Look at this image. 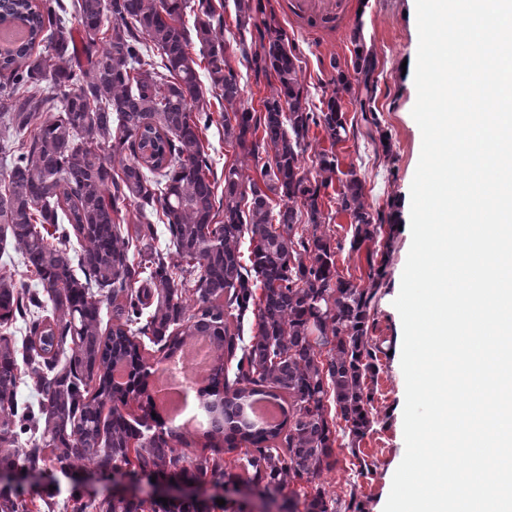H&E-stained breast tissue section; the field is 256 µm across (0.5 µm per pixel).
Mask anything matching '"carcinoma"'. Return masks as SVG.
Instances as JSON below:
<instances>
[{
	"label": "carcinoma",
	"instance_id": "1",
	"mask_svg": "<svg viewBox=\"0 0 512 512\" xmlns=\"http://www.w3.org/2000/svg\"><path fill=\"white\" fill-rule=\"evenodd\" d=\"M233 5L231 46L219 38L223 19L211 0H197L193 35L183 23L188 0H73L72 21L60 0H0V25L28 31L0 51V241L14 244L33 281L0 273V327L20 321L24 331L0 333V468L83 462L103 474L130 464L152 473L190 463L222 479L224 458L212 443L220 437L227 452L250 445L255 482L277 490L286 474L302 480L330 468L328 390L354 438L370 431L374 398L365 379L377 374L378 347L368 322L379 284L343 279L323 231L330 215L319 198L337 155L318 154L321 180L301 174L310 126L323 127L333 146L346 141L342 101L356 90L336 63L335 96L327 110L312 111L296 45L266 19L261 0ZM193 37L224 101V143L239 149L224 174L221 224L200 137L212 114L189 52ZM235 60L267 81L258 119L241 106ZM270 151L263 185H243V167ZM346 176L336 212L350 215L357 248L380 234L384 217L369 210L356 172ZM272 194L287 199L275 214ZM129 204L131 228L120 224ZM155 217L179 262L154 245ZM244 232L252 245L246 264ZM196 336L211 343L206 380L223 388L224 411L210 415L204 432L211 454L190 457L177 448L190 447L183 433L156 432L125 408L145 391L144 342L165 360ZM226 357L237 358L232 372ZM119 365L122 383L113 379ZM23 373L35 379V403L17 398ZM257 398L280 405L282 420L242 422ZM89 509L134 512L122 499L73 505Z\"/></svg>",
	"mask_w": 512,
	"mask_h": 512
}]
</instances>
